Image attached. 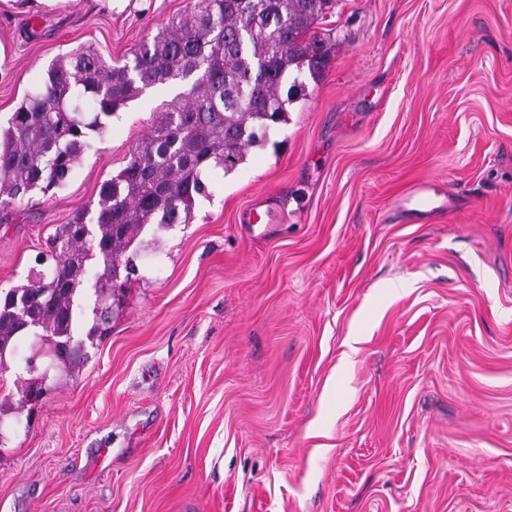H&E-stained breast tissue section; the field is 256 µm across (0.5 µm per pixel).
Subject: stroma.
Listing matches in <instances>:
<instances>
[{
	"label": "stroma",
	"mask_w": 512,
	"mask_h": 512,
	"mask_svg": "<svg viewBox=\"0 0 512 512\" xmlns=\"http://www.w3.org/2000/svg\"><path fill=\"white\" fill-rule=\"evenodd\" d=\"M197 0H0V121L73 48L119 61ZM327 62L37 401L0 376V512H512V0H333ZM177 86L66 185L0 207V289L92 207ZM431 182L446 209L402 216Z\"/></svg>",
	"instance_id": "1"
}]
</instances>
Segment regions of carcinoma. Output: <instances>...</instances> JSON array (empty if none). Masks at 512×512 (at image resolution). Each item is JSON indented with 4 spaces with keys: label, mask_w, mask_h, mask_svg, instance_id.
Instances as JSON below:
<instances>
[{
    "label": "carcinoma",
    "mask_w": 512,
    "mask_h": 512,
    "mask_svg": "<svg viewBox=\"0 0 512 512\" xmlns=\"http://www.w3.org/2000/svg\"><path fill=\"white\" fill-rule=\"evenodd\" d=\"M330 0H200L197 10L174 18L150 41L109 64L78 47L58 57L44 87L26 98L0 128V206L35 189L66 184L106 133L102 117L116 114L145 89L183 87L132 149L127 165L99 188L94 213L59 225L50 238L54 265L27 283L0 293V354L14 351L19 334L34 328L52 357L71 361L81 342L74 336V304L96 261L101 296L118 286L120 266L148 224H188L203 175L231 169L266 140L289 99L281 87L291 68L323 64L313 26ZM94 102L92 118L83 103Z\"/></svg>",
    "instance_id": "obj_1"
}]
</instances>
